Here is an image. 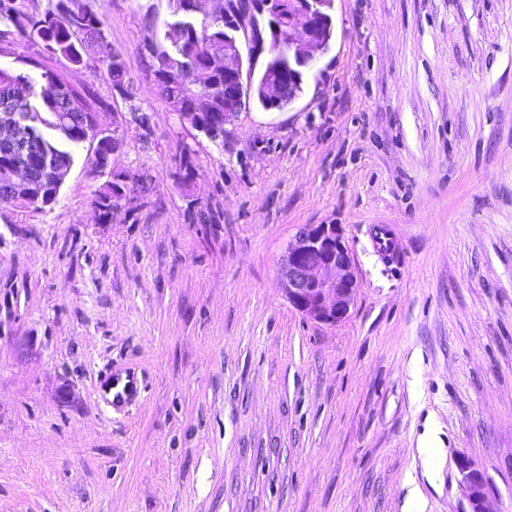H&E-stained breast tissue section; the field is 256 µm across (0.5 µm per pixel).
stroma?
<instances>
[{"label": "stroma", "mask_w": 512, "mask_h": 512, "mask_svg": "<svg viewBox=\"0 0 512 512\" xmlns=\"http://www.w3.org/2000/svg\"><path fill=\"white\" fill-rule=\"evenodd\" d=\"M90 4L135 99L42 69L125 116L112 167L150 187L101 223L85 142L51 208L0 210V512H465L462 457L512 512V0H334L301 96L218 142L146 76L168 0ZM307 224L358 270L334 326L278 283ZM114 364L145 386L122 411Z\"/></svg>", "instance_id": "obj_1"}]
</instances>
